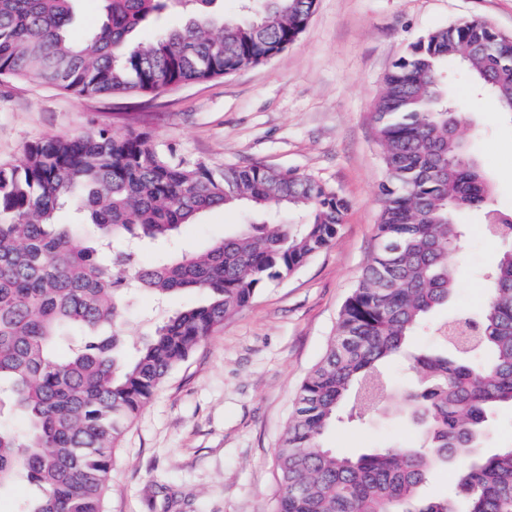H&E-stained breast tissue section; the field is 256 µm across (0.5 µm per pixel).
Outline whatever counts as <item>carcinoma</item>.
Returning a JSON list of instances; mask_svg holds the SVG:
<instances>
[{"instance_id":"obj_1","label":"carcinoma","mask_w":512,"mask_h":512,"mask_svg":"<svg viewBox=\"0 0 512 512\" xmlns=\"http://www.w3.org/2000/svg\"><path fill=\"white\" fill-rule=\"evenodd\" d=\"M77 2L0 0V75L79 98L227 76L288 48L316 0H264L221 24L216 0H101L104 19L81 42L68 36ZM171 12L186 13L182 27L133 43ZM511 40L481 21L453 23L411 44L385 77L370 116L387 173L376 246L299 388L275 454L277 512H512V444L481 448L489 415L512 407V213L489 208V180L442 80L457 63L511 113L512 65L483 50ZM240 205L259 219L203 252L139 265L132 244L171 242L202 213ZM64 208L79 221L56 223ZM281 210L307 220L266 219ZM346 211L308 174L260 162L215 170L158 152L145 132L46 137L0 164V488L33 487L17 512H106L116 449L166 377L267 284L329 247ZM466 211L484 213L499 246L482 308L441 323L430 349L409 354V338L456 289V217ZM185 289L208 298L128 354L118 315L131 294L164 301ZM405 354L422 383L399 410L421 445L356 456L322 447L349 398L359 419L380 410L383 366ZM440 468L455 472L452 494L421 496Z\"/></svg>"}]
</instances>
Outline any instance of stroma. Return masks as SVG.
<instances>
[{
	"instance_id": "obj_1",
	"label": "stroma",
	"mask_w": 512,
	"mask_h": 512,
	"mask_svg": "<svg viewBox=\"0 0 512 512\" xmlns=\"http://www.w3.org/2000/svg\"><path fill=\"white\" fill-rule=\"evenodd\" d=\"M512 35V0H317L305 30L276 57L234 74L155 94L76 98L28 79L0 77V163L18 162L25 145L46 136L76 137L106 126L148 133L156 147L213 168L261 162L294 169L334 187L348 209L335 241L288 278L262 288L160 386L117 449L108 512H274L275 453L298 389L322 357L337 313L375 244L386 174L370 114L393 63L437 28L465 21ZM448 93L463 116L460 135L492 186L491 208L512 211V118L448 67ZM221 207L180 229L177 244L202 250L245 222ZM465 236L448 307L411 339L433 341L434 323L458 310L479 312L483 274L497 245L483 216L459 218ZM173 296L156 310L135 296L120 323L130 341L148 335L164 314L201 302ZM388 388L375 416L331 427L323 447L356 454L414 431L390 414L412 373L400 358L384 368Z\"/></svg>"
}]
</instances>
